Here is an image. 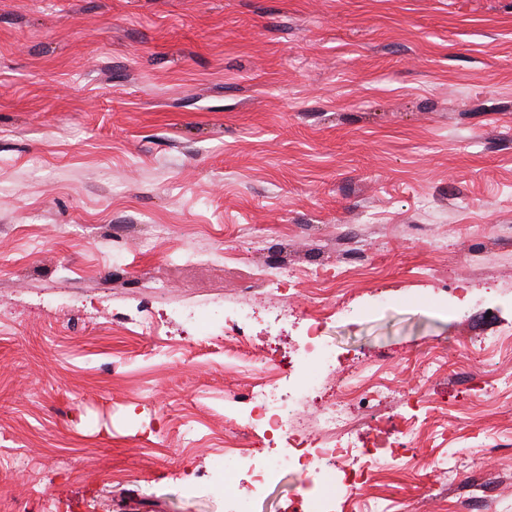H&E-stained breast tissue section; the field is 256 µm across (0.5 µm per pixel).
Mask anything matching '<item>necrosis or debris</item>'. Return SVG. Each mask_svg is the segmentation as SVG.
I'll return each instance as SVG.
<instances>
[{"instance_id":"4bbe7bcc","label":"necrosis or debris","mask_w":512,"mask_h":512,"mask_svg":"<svg viewBox=\"0 0 512 512\" xmlns=\"http://www.w3.org/2000/svg\"><path fill=\"white\" fill-rule=\"evenodd\" d=\"M300 350L306 367L292 392H284L277 374L267 373L247 384L243 406L237 412L247 429L280 436L285 442L286 454L256 460L250 453L240 452L237 469L219 467L213 479L225 488L240 486L258 497L285 476L312 474L320 477L321 490L309 496L307 512H331L334 492L368 482L385 463L403 466L414 460L421 423L415 417L405 420L399 446L386 461L374 457L367 442L343 433L342 428L350 418L352 400L372 401L387 388L383 379L374 377L364 368L343 378L334 399L322 407L317 416L318 435L305 432L292 415L299 404L325 387L323 372L333 365L335 350L315 324L307 331Z\"/></svg>"}]
</instances>
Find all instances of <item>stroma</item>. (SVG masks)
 <instances>
[{
	"label": "stroma",
	"instance_id": "35a3bbf8",
	"mask_svg": "<svg viewBox=\"0 0 512 512\" xmlns=\"http://www.w3.org/2000/svg\"><path fill=\"white\" fill-rule=\"evenodd\" d=\"M269 268L247 354L290 374L320 317L334 377L391 386L349 430L432 429L347 512H455L476 470L512 512V343L479 348L512 340V0H0L6 512H224L225 436L283 442L225 422L250 376L205 314Z\"/></svg>",
	"mask_w": 512,
	"mask_h": 512
}]
</instances>
